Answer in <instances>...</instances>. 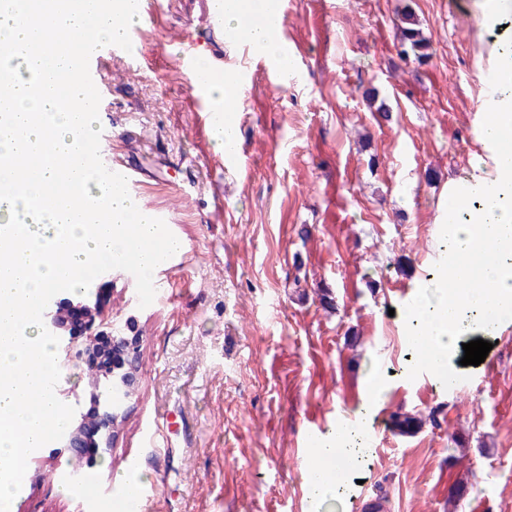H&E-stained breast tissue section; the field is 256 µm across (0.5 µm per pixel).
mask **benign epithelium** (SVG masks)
<instances>
[{
	"label": "benign epithelium",
	"mask_w": 512,
	"mask_h": 512,
	"mask_svg": "<svg viewBox=\"0 0 512 512\" xmlns=\"http://www.w3.org/2000/svg\"><path fill=\"white\" fill-rule=\"evenodd\" d=\"M64 305L69 312L76 314L74 325L85 336L82 344L75 345L70 341L64 348L67 360L77 365L96 341V324H104L102 302L93 295L81 294L66 299ZM112 356L113 383L106 384L108 395L104 399L99 393L95 395L96 400H104L102 411L87 422L65 426L58 437L57 467L70 474L72 485L78 483L79 474L72 472L71 467L82 457V449L92 444L103 448L112 447L115 433L122 422L124 406L139 391V337L125 336L115 331L112 336Z\"/></svg>",
	"instance_id": "obj_1"
}]
</instances>
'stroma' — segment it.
Masks as SVG:
<instances>
[{
    "instance_id": "obj_1",
    "label": "stroma",
    "mask_w": 512,
    "mask_h": 512,
    "mask_svg": "<svg viewBox=\"0 0 512 512\" xmlns=\"http://www.w3.org/2000/svg\"><path fill=\"white\" fill-rule=\"evenodd\" d=\"M302 78L238 89V173L186 107L176 62L207 44L227 76L244 50L210 33L203 0H163L142 21L137 56L105 64L101 128L112 158L136 169L183 248L140 300L119 266L94 270L104 314L140 339V390L110 449L82 459L98 490L63 494L48 441L32 456L15 512H113L107 483L138 460L143 512H353L390 482L383 512H512V343L494 374L439 389L424 362L412 301H436L448 249L449 181L479 175L484 76L512 53L496 34L512 13L489 0H281ZM410 9L432 56L403 62L397 14ZM67 420L97 409L91 369L65 364ZM439 401L440 427L412 434L394 412ZM323 422L315 430V422ZM312 446H305L307 435ZM358 436L363 456L334 492L307 479L306 457ZM464 456H456V449Z\"/></svg>"
}]
</instances>
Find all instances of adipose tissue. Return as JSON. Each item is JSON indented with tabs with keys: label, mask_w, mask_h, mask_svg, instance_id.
<instances>
[{
	"label": "adipose tissue",
	"mask_w": 512,
	"mask_h": 512,
	"mask_svg": "<svg viewBox=\"0 0 512 512\" xmlns=\"http://www.w3.org/2000/svg\"><path fill=\"white\" fill-rule=\"evenodd\" d=\"M38 28L19 23L18 12L0 8V80L14 94L0 101V158L25 155L23 165L0 170V512H11L28 458L65 419L47 378L62 373L52 340L39 329L42 298L66 284L84 286L95 267L120 264L163 239L161 225L137 202L116 190L61 191L68 169L87 165L83 143L93 136L98 115L74 111L81 98L80 49L60 45L58 30H81L88 19L76 0H32ZM51 43L33 80L18 45ZM499 145L493 167L472 182L448 185V266L462 290L445 295L425 318V333L442 336L456 328L464 309L483 325L512 313V104L500 105L484 130ZM495 262L472 275L463 266L477 250Z\"/></svg>",
	"instance_id": "adipose-tissue-1"
}]
</instances>
